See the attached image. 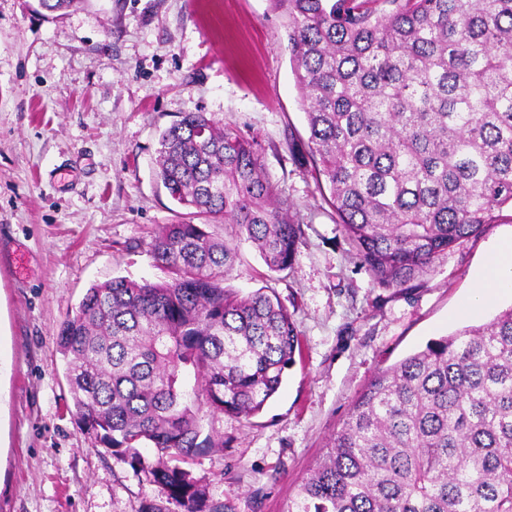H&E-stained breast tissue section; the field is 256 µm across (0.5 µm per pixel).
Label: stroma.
I'll return each mask as SVG.
<instances>
[{"mask_svg":"<svg viewBox=\"0 0 512 512\" xmlns=\"http://www.w3.org/2000/svg\"><path fill=\"white\" fill-rule=\"evenodd\" d=\"M287 22L273 0H82L53 18L0 0V512H138L158 495L72 415L56 334L91 285L166 279L149 245L181 209L155 158L182 113L256 139L303 229L293 269L269 271L241 242L226 283L274 291L302 342L258 415L202 418L224 449L193 471L234 512H288L378 370L512 307L501 290L464 309L512 239L507 211L405 287L374 283L314 179Z\"/></svg>","mask_w":512,"mask_h":512,"instance_id":"35a3bbf8","label":"stroma"}]
</instances>
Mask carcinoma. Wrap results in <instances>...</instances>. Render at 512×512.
Returning <instances> with one entry per match:
<instances>
[{
	"label": "carcinoma",
	"instance_id": "cac0c4a2",
	"mask_svg": "<svg viewBox=\"0 0 512 512\" xmlns=\"http://www.w3.org/2000/svg\"><path fill=\"white\" fill-rule=\"evenodd\" d=\"M275 3L308 156L377 285L406 286L512 210V0ZM157 153L188 209L151 244L168 279L92 285L57 349L83 430L159 489L138 512H233L185 468L224 447L201 413L256 416L302 345L274 292L224 287L236 254L219 230L272 272L294 267L302 230L236 128L186 112ZM289 512H512V307L377 372Z\"/></svg>",
	"mask_w": 512,
	"mask_h": 512
}]
</instances>
